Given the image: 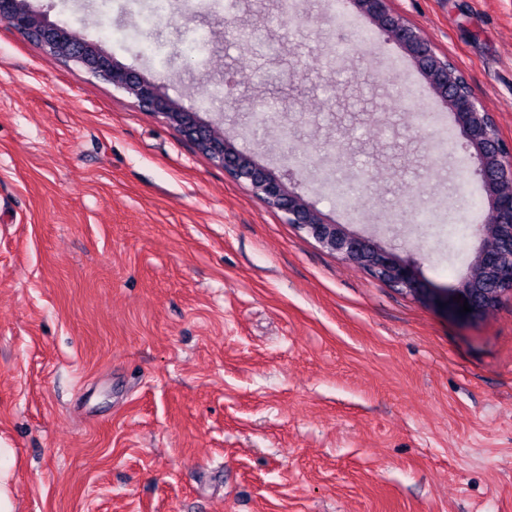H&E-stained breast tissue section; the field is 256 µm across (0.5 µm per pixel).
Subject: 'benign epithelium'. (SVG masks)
<instances>
[{
    "label": "benign epithelium",
    "instance_id": "7a95c632",
    "mask_svg": "<svg viewBox=\"0 0 512 512\" xmlns=\"http://www.w3.org/2000/svg\"><path fill=\"white\" fill-rule=\"evenodd\" d=\"M344 10L370 16L387 39L406 49L427 77L430 85L452 112L454 121L471 151L486 186L492 223L485 226L475 264L458 287L444 297L452 311L468 302L473 317L487 310L483 290L496 283L495 298L512 292V145L500 137L492 113L475 98L462 73L446 56L438 55L409 25L391 13L388 0H341ZM20 35L36 33L39 47L66 62H75L93 76L135 99L138 106L152 112L166 125L195 143L198 149L224 173L249 186L267 207L283 214L285 222L305 233L322 248L362 266L374 279L422 299L436 296L423 283L414 267L392 250L325 221L288 189L282 180L224 139L219 129L204 125L162 88L112 60L99 45L84 42L63 27L34 11L29 0H0V25Z\"/></svg>",
    "mask_w": 512,
    "mask_h": 512
}]
</instances>
